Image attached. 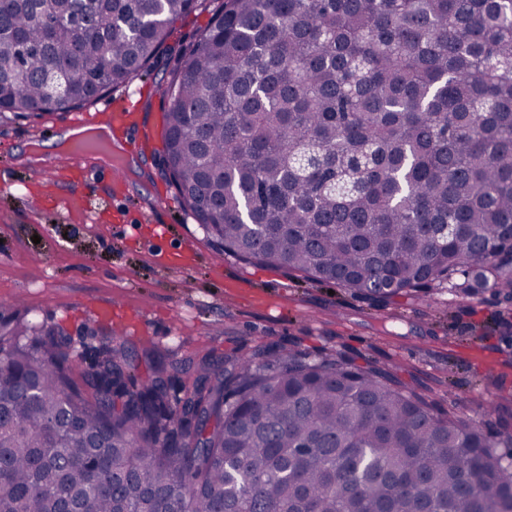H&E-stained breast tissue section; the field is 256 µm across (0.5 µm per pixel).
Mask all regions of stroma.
I'll use <instances>...</instances> for the list:
<instances>
[{"label":"stroma","instance_id":"35a3bbf8","mask_svg":"<svg viewBox=\"0 0 512 512\" xmlns=\"http://www.w3.org/2000/svg\"><path fill=\"white\" fill-rule=\"evenodd\" d=\"M161 77L139 80L138 121L112 134L122 178L95 172L83 186L101 202L93 218L46 188L48 167L59 188L68 185L65 156L49 155L42 168L25 159L68 128V113L0 124V172L21 185L0 184V301L20 299V317L62 327L74 345L114 340L136 358L152 354L174 393L191 388L204 357L258 344L343 350L499 436L500 418L512 415V326L503 323L512 307L489 291L371 302L285 267L219 255L161 171ZM107 304L108 323L95 316Z\"/></svg>","mask_w":512,"mask_h":512}]
</instances>
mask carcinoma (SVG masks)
<instances>
[{
  "label": "carcinoma",
  "instance_id": "carcinoma-1",
  "mask_svg": "<svg viewBox=\"0 0 512 512\" xmlns=\"http://www.w3.org/2000/svg\"><path fill=\"white\" fill-rule=\"evenodd\" d=\"M160 61L168 181L222 253L375 302L512 301V0H0L1 122ZM16 314L0 512H512V459L370 361L260 345L180 396ZM211 17L209 11H196L185 16L175 24V31L169 44H187L192 40L197 30L205 27Z\"/></svg>",
  "mask_w": 512,
  "mask_h": 512
}]
</instances>
